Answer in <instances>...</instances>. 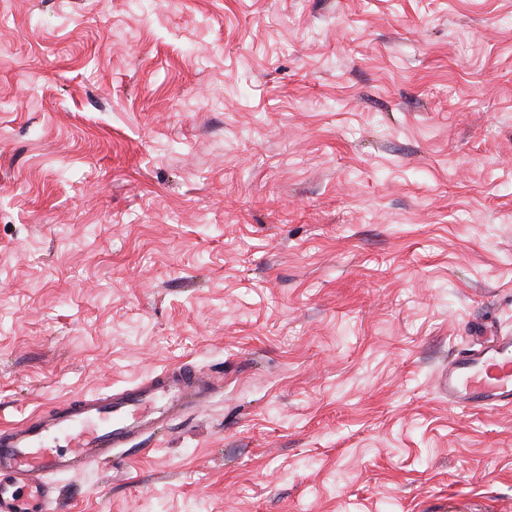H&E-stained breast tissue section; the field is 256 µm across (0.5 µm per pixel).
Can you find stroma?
<instances>
[{
    "label": "stroma",
    "instance_id": "35a3bbf8",
    "mask_svg": "<svg viewBox=\"0 0 512 512\" xmlns=\"http://www.w3.org/2000/svg\"><path fill=\"white\" fill-rule=\"evenodd\" d=\"M0 423L224 392L70 512H512V0H0ZM448 403L463 411L512 407V335L491 336L477 349H464L440 377Z\"/></svg>",
    "mask_w": 512,
    "mask_h": 512
}]
</instances>
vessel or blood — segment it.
<instances>
[{
	"mask_svg": "<svg viewBox=\"0 0 512 512\" xmlns=\"http://www.w3.org/2000/svg\"><path fill=\"white\" fill-rule=\"evenodd\" d=\"M449 404L462 410L512 407V335L457 353L440 377ZM224 384L184 363L106 393L59 401L0 426V512H63L54 476L111 461L115 449L162 434Z\"/></svg>",
	"mask_w": 512,
	"mask_h": 512,
	"instance_id": "obj_1",
	"label": "vessel or blood"
}]
</instances>
